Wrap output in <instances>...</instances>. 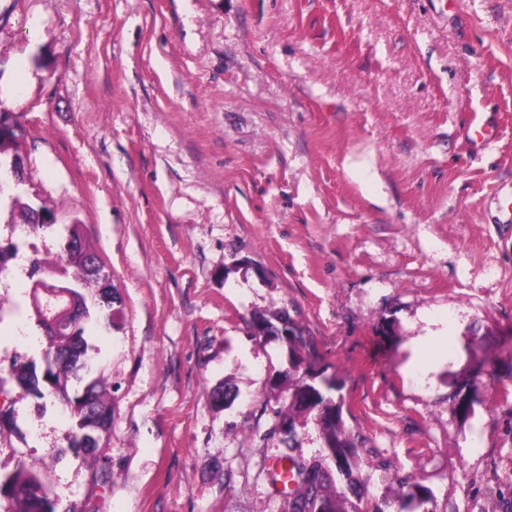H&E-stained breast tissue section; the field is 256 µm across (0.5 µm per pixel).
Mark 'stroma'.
Here are the masks:
<instances>
[{
    "label": "stroma",
    "mask_w": 512,
    "mask_h": 512,
    "mask_svg": "<svg viewBox=\"0 0 512 512\" xmlns=\"http://www.w3.org/2000/svg\"><path fill=\"white\" fill-rule=\"evenodd\" d=\"M0 113V207L52 222L0 223V360L44 371L29 260L70 225L122 297L85 332L103 453L12 381L1 471L76 512H278L295 382L255 321L287 316L343 401L348 504L512 512V0H0ZM403 485L404 490L393 512H435L433 494L429 489L413 482H403Z\"/></svg>",
    "instance_id": "1"
}]
</instances>
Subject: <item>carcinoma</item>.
<instances>
[{
	"label": "carcinoma",
	"instance_id": "obj_1",
	"mask_svg": "<svg viewBox=\"0 0 512 512\" xmlns=\"http://www.w3.org/2000/svg\"><path fill=\"white\" fill-rule=\"evenodd\" d=\"M29 277L34 279L30 302L36 325L46 330L52 324H68L70 332L46 337L47 367L43 375H37L35 367L18 360L11 363L7 375L38 398L45 397L41 385L51 388L50 394L70 407L74 421L70 448L77 456L97 455L112 424V404L100 394L95 379L86 385L83 397L74 399L68 395L67 382L70 378L89 376L94 370L84 337L85 322L92 319L104 329H111L113 305L120 299L104 264L88 263L81 256L65 264L57 261L48 265L35 255L30 259ZM72 304L82 311L81 315L69 312ZM92 306L101 309L102 317L91 314ZM285 339L292 354L288 374L294 375L304 364L300 351L307 349L311 340L292 321ZM333 390L334 385L327 380L320 388L301 379L288 394V401L275 410L291 431L295 430L297 414L313 417L320 426L324 448L321 459L311 462L295 455L290 441H281V457L292 463L289 482L294 484V489L283 493L281 512H435L431 507L432 492L413 482L404 483L397 507L392 511L378 503L345 509V492L339 490L338 483L353 484L358 457L343 425L342 407L331 395ZM2 500L8 503L3 512H59L58 501L49 486L33 464L25 460L18 461L12 471L0 473Z\"/></svg>",
	"mask_w": 512,
	"mask_h": 512
}]
</instances>
